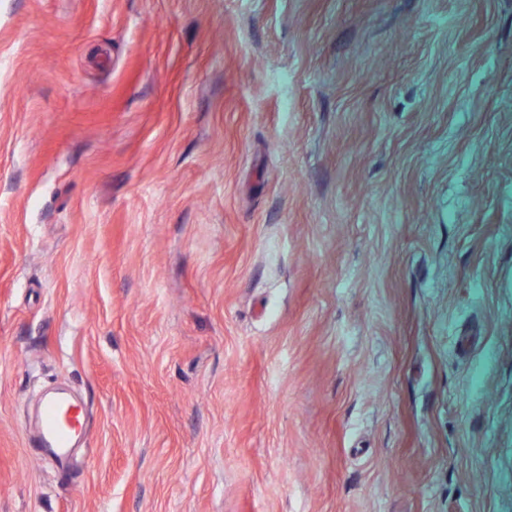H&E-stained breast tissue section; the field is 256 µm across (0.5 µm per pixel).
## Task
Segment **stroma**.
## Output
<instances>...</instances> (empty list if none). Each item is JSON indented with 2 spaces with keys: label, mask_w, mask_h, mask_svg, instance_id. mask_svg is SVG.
Segmentation results:
<instances>
[{
  "label": "stroma",
  "mask_w": 512,
  "mask_h": 512,
  "mask_svg": "<svg viewBox=\"0 0 512 512\" xmlns=\"http://www.w3.org/2000/svg\"><path fill=\"white\" fill-rule=\"evenodd\" d=\"M0 512H512V0H0ZM52 393L42 400L41 426L37 448L54 455L66 464L70 459L73 442L83 430V416L79 407Z\"/></svg>",
  "instance_id": "obj_1"
}]
</instances>
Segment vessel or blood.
Here are the masks:
<instances>
[{"instance_id":"obj_1","label":"vessel or blood","mask_w":512,"mask_h":512,"mask_svg":"<svg viewBox=\"0 0 512 512\" xmlns=\"http://www.w3.org/2000/svg\"><path fill=\"white\" fill-rule=\"evenodd\" d=\"M83 424L79 407L70 405L57 394L46 395L42 400L39 450L54 455L60 462H68L73 443L82 434Z\"/></svg>"}]
</instances>
